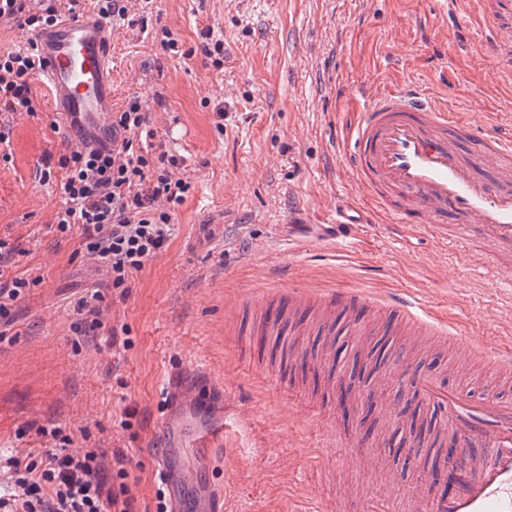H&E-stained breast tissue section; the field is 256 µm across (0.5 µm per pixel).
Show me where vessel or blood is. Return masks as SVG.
<instances>
[{
    "label": "vessel or blood",
    "instance_id": "vessel-or-blood-1",
    "mask_svg": "<svg viewBox=\"0 0 512 512\" xmlns=\"http://www.w3.org/2000/svg\"><path fill=\"white\" fill-rule=\"evenodd\" d=\"M486 19L484 44L496 71L512 81V26L500 0H479ZM114 27L97 8L66 10L31 33L37 78L47 87L51 118L71 146L112 142V38ZM470 124L438 99L410 84L381 94L357 113L335 141V148L362 189L364 204L340 201L327 217L332 237L344 250L360 244V229L385 213L392 223L412 231L415 217L426 214L427 233L467 253L485 276L512 291V125L482 138L477 151L462 153L448 142L449 132ZM455 222L440 224L439 212ZM401 323L417 347L448 339L447 326L422 296L403 289L385 295L360 289L302 286L288 291L290 307L304 313L313 299ZM463 361L483 358L504 374L485 390L449 386L427 371L410 373L421 400L437 411L448 434L442 470L450 485L436 495L431 480L400 486L383 480V495L366 496L353 467L338 468L329 494L310 496L305 512H512V340L489 348L462 339ZM173 409L155 436L164 450L161 476L169 492L167 512H180L179 492L197 489L198 512H214L211 487L199 484L204 462L184 459L182 432L194 427L203 440L221 434L219 424L202 421L195 393L179 380L170 383Z\"/></svg>",
    "mask_w": 512,
    "mask_h": 512
}]
</instances>
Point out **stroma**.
Segmentation results:
<instances>
[{"instance_id": "stroma-1", "label": "stroma", "mask_w": 512, "mask_h": 512, "mask_svg": "<svg viewBox=\"0 0 512 512\" xmlns=\"http://www.w3.org/2000/svg\"><path fill=\"white\" fill-rule=\"evenodd\" d=\"M438 0H130L112 42V99L139 97L155 144L183 160L192 190L168 248L134 275L126 293L54 224L71 147L51 117L47 88L33 81L36 115L0 110L9 160H0V238L17 247L7 273L40 277L0 324V455L38 453L59 427L124 454L136 512H155L163 450L154 431L170 374L199 391L211 417L228 422L207 453L202 482L223 512H295L348 462L357 420H344L335 391L284 374L259 348L265 288L298 283L371 293L412 289L452 331L487 344L512 336V298L423 228L409 239L367 224L358 249L321 236L336 194L357 187L332 146L352 114L383 92L413 83L466 112L512 123V86L493 70L475 14ZM174 31L183 58L156 31ZM224 41V66L198 54L202 31ZM99 290L100 329L75 325L79 299ZM368 449L378 472L412 480L422 457L395 458L408 422L377 413Z\"/></svg>"}]
</instances>
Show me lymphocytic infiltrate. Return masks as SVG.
I'll use <instances>...</instances> for the list:
<instances>
[{"mask_svg":"<svg viewBox=\"0 0 512 512\" xmlns=\"http://www.w3.org/2000/svg\"><path fill=\"white\" fill-rule=\"evenodd\" d=\"M59 3L38 0L30 8L26 0H0V21L32 31L57 16ZM34 76L30 49L0 52V106L36 113ZM147 123L142 102L132 98L112 115L120 140L111 152L76 149L59 160L66 176L56 228L63 234L79 229L84 254L105 268L116 289L127 288L168 246L174 216L191 188L178 173L176 155L142 141ZM50 434L56 445L40 455L0 456V512H135L124 455L99 448L77 452L61 428Z\"/></svg>","mask_w":512,"mask_h":512,"instance_id":"obj_1","label":"lymphocytic infiltrate"}]
</instances>
